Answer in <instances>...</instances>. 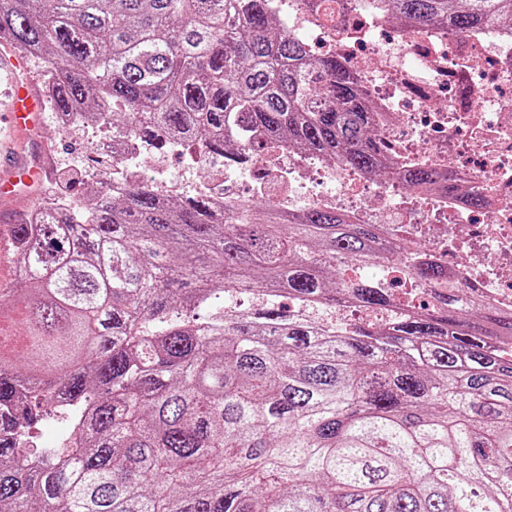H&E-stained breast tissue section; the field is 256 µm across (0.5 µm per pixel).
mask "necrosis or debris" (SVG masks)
Here are the masks:
<instances>
[{
	"instance_id": "4bbe7bcc",
	"label": "necrosis or debris",
	"mask_w": 512,
	"mask_h": 512,
	"mask_svg": "<svg viewBox=\"0 0 512 512\" xmlns=\"http://www.w3.org/2000/svg\"><path fill=\"white\" fill-rule=\"evenodd\" d=\"M324 6L288 0L290 30L309 48L346 60L396 166L431 168L453 179L454 191H408L275 141L237 167L196 154L197 192L227 205L267 196L283 213L319 206L354 224L380 225L386 238L447 266L451 283L512 309V23L461 35L439 27L407 32L369 0H335L330 17ZM101 149L112 152L118 180L161 183L169 196L182 197L180 184L166 181L165 166L138 138L117 145L107 138ZM241 177L250 182L248 194L229 192ZM474 192L484 208L470 207Z\"/></svg>"
}]
</instances>
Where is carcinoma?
I'll use <instances>...</instances> for the list:
<instances>
[{
	"label": "carcinoma",
	"mask_w": 512,
	"mask_h": 512,
	"mask_svg": "<svg viewBox=\"0 0 512 512\" xmlns=\"http://www.w3.org/2000/svg\"><path fill=\"white\" fill-rule=\"evenodd\" d=\"M404 28L512 20V0H386ZM41 60L44 104L224 163L247 129L407 186L345 64L272 0H0ZM11 225L26 278L0 293V512H512V311L334 209L232 210L110 175ZM436 286L391 326L326 329L278 305L391 304L340 263ZM275 297L201 321L217 290ZM53 402L58 448L28 445Z\"/></svg>",
	"instance_id": "1"
}]
</instances>
